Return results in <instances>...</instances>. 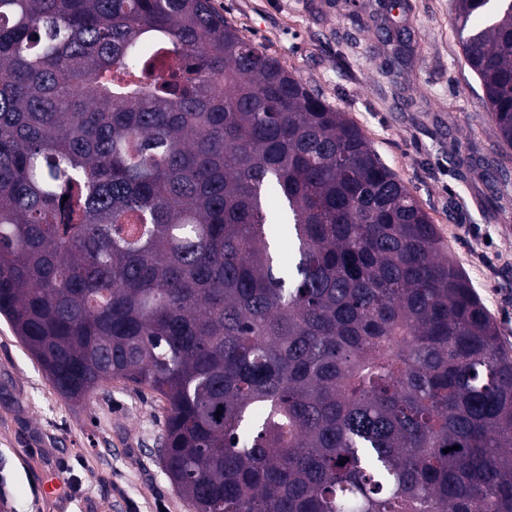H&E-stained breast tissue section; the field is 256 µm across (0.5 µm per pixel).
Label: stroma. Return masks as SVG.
<instances>
[{
    "label": "stroma",
    "instance_id": "1",
    "mask_svg": "<svg viewBox=\"0 0 512 512\" xmlns=\"http://www.w3.org/2000/svg\"><path fill=\"white\" fill-rule=\"evenodd\" d=\"M213 4L361 129L512 353V149L482 106L452 0ZM165 406L117 381L72 404L0 319V512H192L154 454Z\"/></svg>",
    "mask_w": 512,
    "mask_h": 512
}]
</instances>
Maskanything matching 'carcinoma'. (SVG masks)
Wrapping results in <instances>:
<instances>
[{
	"label": "carcinoma",
	"instance_id": "carcinoma-1",
	"mask_svg": "<svg viewBox=\"0 0 512 512\" xmlns=\"http://www.w3.org/2000/svg\"><path fill=\"white\" fill-rule=\"evenodd\" d=\"M455 2L512 148V0ZM0 316L68 401L164 399L193 512H512L496 324L359 128L212 0H0Z\"/></svg>",
	"mask_w": 512,
	"mask_h": 512
}]
</instances>
